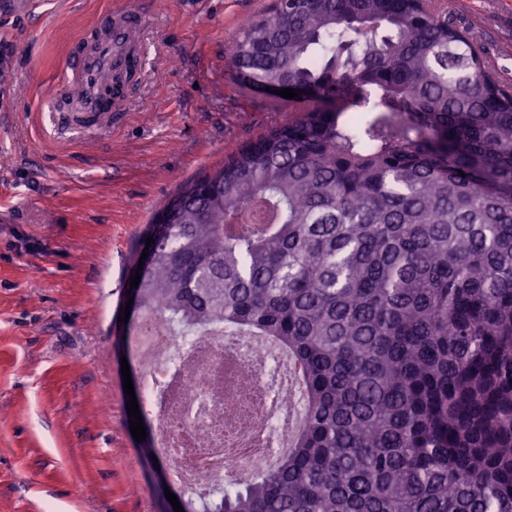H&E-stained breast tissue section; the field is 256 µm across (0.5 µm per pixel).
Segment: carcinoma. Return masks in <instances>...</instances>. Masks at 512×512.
<instances>
[{
    "mask_svg": "<svg viewBox=\"0 0 512 512\" xmlns=\"http://www.w3.org/2000/svg\"><path fill=\"white\" fill-rule=\"evenodd\" d=\"M230 59L315 107L178 189L140 310L273 340L306 398L184 512H512V90L435 0H285Z\"/></svg>",
    "mask_w": 512,
    "mask_h": 512,
    "instance_id": "cac0c4a2",
    "label": "carcinoma"
}]
</instances>
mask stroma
Returning a JSON list of instances; mask_svg holds the SVG:
<instances>
[{
	"instance_id": "35a3bbf8",
	"label": "stroma",
	"mask_w": 512,
	"mask_h": 512,
	"mask_svg": "<svg viewBox=\"0 0 512 512\" xmlns=\"http://www.w3.org/2000/svg\"><path fill=\"white\" fill-rule=\"evenodd\" d=\"M115 2L0 13V512H158L123 387L141 376L139 318L118 319L133 247L181 183L308 108L243 85L228 61L272 0H130L152 18L128 112L54 125L70 43ZM439 2L512 83V0Z\"/></svg>"
}]
</instances>
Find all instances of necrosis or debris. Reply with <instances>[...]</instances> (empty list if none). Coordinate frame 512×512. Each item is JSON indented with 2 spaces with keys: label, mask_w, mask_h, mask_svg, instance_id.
Here are the masks:
<instances>
[{
  "label": "necrosis or debris",
  "mask_w": 512,
  "mask_h": 512,
  "mask_svg": "<svg viewBox=\"0 0 512 512\" xmlns=\"http://www.w3.org/2000/svg\"><path fill=\"white\" fill-rule=\"evenodd\" d=\"M133 345L170 483L207 502L225 475L244 482L258 461H277L300 413L282 352L220 323L185 336L153 314Z\"/></svg>",
  "instance_id": "obj_1"
}]
</instances>
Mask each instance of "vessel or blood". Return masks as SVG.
Segmentation results:
<instances>
[{
    "label": "vessel or blood",
    "mask_w": 512,
    "mask_h": 512,
    "mask_svg": "<svg viewBox=\"0 0 512 512\" xmlns=\"http://www.w3.org/2000/svg\"><path fill=\"white\" fill-rule=\"evenodd\" d=\"M143 23L141 12L113 6L96 25L94 34L78 32L73 38L75 54L62 99V112L112 118L125 111L130 87L123 81L129 68L140 66ZM111 81V94H103L104 81Z\"/></svg>",
    "instance_id": "1"
}]
</instances>
